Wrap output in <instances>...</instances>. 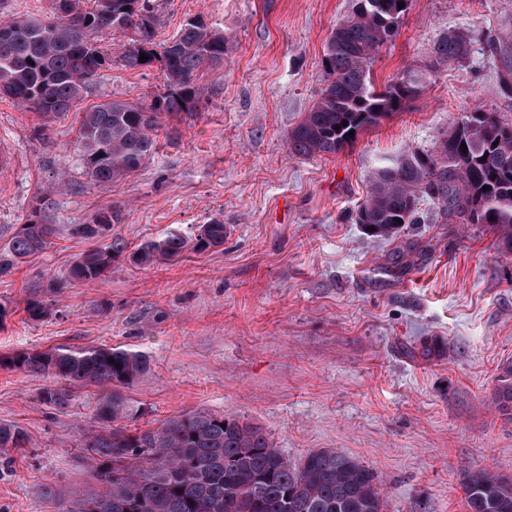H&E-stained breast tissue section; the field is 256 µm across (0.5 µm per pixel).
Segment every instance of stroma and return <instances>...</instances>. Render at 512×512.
Returning a JSON list of instances; mask_svg holds the SVG:
<instances>
[{
    "label": "stroma",
    "mask_w": 512,
    "mask_h": 512,
    "mask_svg": "<svg viewBox=\"0 0 512 512\" xmlns=\"http://www.w3.org/2000/svg\"><path fill=\"white\" fill-rule=\"evenodd\" d=\"M351 8L160 0L159 39L203 16L224 34V66L203 70L208 98L167 119L153 158L108 185L83 176L71 117L43 132L37 114L0 99V238L40 192L56 226L53 247L0 277V357L61 345L141 351L150 370L127 392L138 428L199 408L231 414L259 424L288 458L335 448L361 459L385 512H467L469 472L512 473V415L491 404L512 362V254L484 224L429 219L387 241L354 213L383 160L436 149L476 109L512 120L489 50L512 26V0H412L373 67L376 87L424 69L451 29L470 37V56L340 152L295 157L288 135L320 96L326 42ZM162 82L159 67L116 65L81 103L147 104ZM100 209L132 250L171 230L194 236L212 219L227 236L177 262H119L93 285L67 283L87 246L73 228ZM35 292L48 309L39 321L24 311ZM48 383L0 368V423L28 437L0 479V512H57L96 490L80 446L96 392L57 412L39 400Z\"/></svg>",
    "instance_id": "stroma-1"
}]
</instances>
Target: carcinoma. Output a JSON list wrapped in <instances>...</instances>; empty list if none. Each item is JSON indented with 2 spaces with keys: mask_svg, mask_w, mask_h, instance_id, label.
<instances>
[{
  "mask_svg": "<svg viewBox=\"0 0 512 512\" xmlns=\"http://www.w3.org/2000/svg\"><path fill=\"white\" fill-rule=\"evenodd\" d=\"M411 0H354L332 30L322 66L326 86L290 132L288 151L301 158L334 155L358 135L404 109L426 87V74L407 70L383 89L375 87L379 50L395 34ZM54 0L45 17L0 18V99H11L42 117L44 126L68 115L87 83L112 70L160 65L163 91L148 105L130 101L93 104L78 119L76 151L84 176L103 185L128 176L156 151L162 121L195 112L206 96L199 70L224 64V34L202 17L186 19L170 38L157 41L156 0ZM131 32L119 57L101 46L104 37ZM499 59V93L512 99V31L490 43ZM471 40L448 31L430 48L428 72L466 59ZM148 56L139 61L140 54ZM348 125H343V122ZM467 149H462L461 144ZM489 190L484 191L482 187ZM425 202L439 218L486 224L499 246L512 253V121L492 112H469L450 129L442 151L410 152L390 160L371 177L357 212L365 213L372 236L394 241L406 224H419ZM52 201L38 194L25 222L0 245V276L52 246L55 227L47 214ZM76 233L88 246L69 270V280L93 284L122 260L152 266L224 245V223L212 219L195 238L172 231L129 253L112 234V211L99 210ZM29 319L47 314L36 295L26 299ZM0 367L42 374L53 384L40 392L46 407L62 412L85 386L98 390L93 409L98 428L81 441L92 480L102 486L64 512H384L374 472L356 457L318 448L294 463L257 424L205 409L175 415L154 428L131 429L139 408L125 395L146 374V354L120 347L27 349L0 357ZM494 402L512 411V364L498 376ZM27 436L15 423H0V448H25ZM468 512H512V475L474 471L465 482Z\"/></svg>",
  "mask_w": 512,
  "mask_h": 512,
  "instance_id": "cac0c4a2",
  "label": "carcinoma"
}]
</instances>
